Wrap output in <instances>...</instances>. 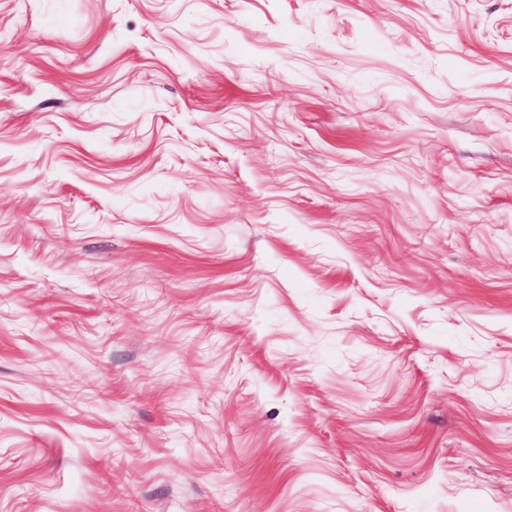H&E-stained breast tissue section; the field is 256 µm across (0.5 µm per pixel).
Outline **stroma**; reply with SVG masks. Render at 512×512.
Returning <instances> with one entry per match:
<instances>
[{"mask_svg":"<svg viewBox=\"0 0 512 512\" xmlns=\"http://www.w3.org/2000/svg\"><path fill=\"white\" fill-rule=\"evenodd\" d=\"M0 512H512V0H0Z\"/></svg>","mask_w":512,"mask_h":512,"instance_id":"35a3bbf8","label":"stroma"}]
</instances>
